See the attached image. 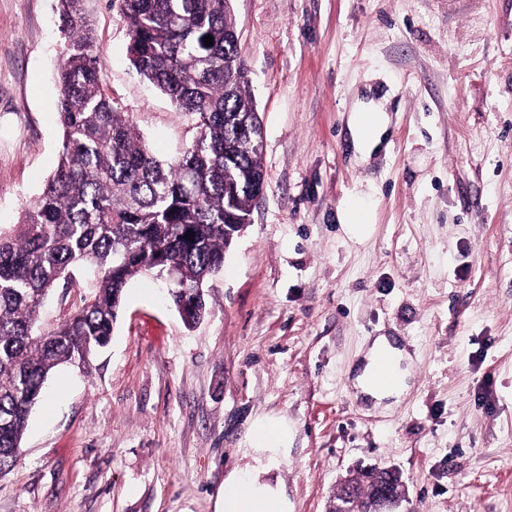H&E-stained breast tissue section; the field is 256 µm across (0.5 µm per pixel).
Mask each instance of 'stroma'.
<instances>
[{"mask_svg": "<svg viewBox=\"0 0 512 512\" xmlns=\"http://www.w3.org/2000/svg\"><path fill=\"white\" fill-rule=\"evenodd\" d=\"M58 0H0V225L19 223L62 138ZM101 88L175 160L194 117L132 67L127 23L86 0ZM264 129L265 194L187 328L134 277L90 370L56 368L0 512H215L260 417L290 428L265 472L292 512L395 467L403 512H512V0H231ZM388 94L386 147L354 156L358 90ZM373 224L362 242L348 202ZM397 337L410 390L353 386L367 337ZM339 219L347 233L353 238H363L370 231L368 211L359 202L353 201L346 205L340 211Z\"/></svg>", "mask_w": 512, "mask_h": 512, "instance_id": "35a3bbf8", "label": "stroma"}]
</instances>
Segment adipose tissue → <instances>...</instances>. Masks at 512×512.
<instances>
[{
	"label": "adipose tissue",
	"instance_id": "obj_1",
	"mask_svg": "<svg viewBox=\"0 0 512 512\" xmlns=\"http://www.w3.org/2000/svg\"><path fill=\"white\" fill-rule=\"evenodd\" d=\"M389 117L385 100L372 96L356 99L349 118L355 148L361 161H368L380 149L388 130ZM393 356L397 365L389 384L379 387L372 376L379 359ZM410 357L395 341L386 336L374 337L355 377V387L364 398L375 404H398L410 389ZM254 451L253 467L232 470L224 478L217 512H289L288 499L282 489L259 479L258 473L277 459L288 446V425L282 420L255 422L250 438Z\"/></svg>",
	"mask_w": 512,
	"mask_h": 512
}]
</instances>
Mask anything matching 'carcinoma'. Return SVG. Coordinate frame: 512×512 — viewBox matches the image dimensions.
Listing matches in <instances>:
<instances>
[{
  "label": "carcinoma",
  "mask_w": 512,
  "mask_h": 512,
  "mask_svg": "<svg viewBox=\"0 0 512 512\" xmlns=\"http://www.w3.org/2000/svg\"><path fill=\"white\" fill-rule=\"evenodd\" d=\"M113 2L128 21L137 73L193 114L198 134L179 161L158 159L101 90L104 60L84 0H59L68 53L59 69L58 164L22 222L0 227V473L19 460L50 372L87 364L107 345L133 277L167 283L176 307L190 303L187 325L204 317L202 288L223 269L264 181L228 0ZM80 284V305L53 329L41 327L51 293ZM394 480L380 466L363 468L336 490L330 510L353 499L369 508L376 488Z\"/></svg>",
  "instance_id": "cac0c4a2"
}]
</instances>
